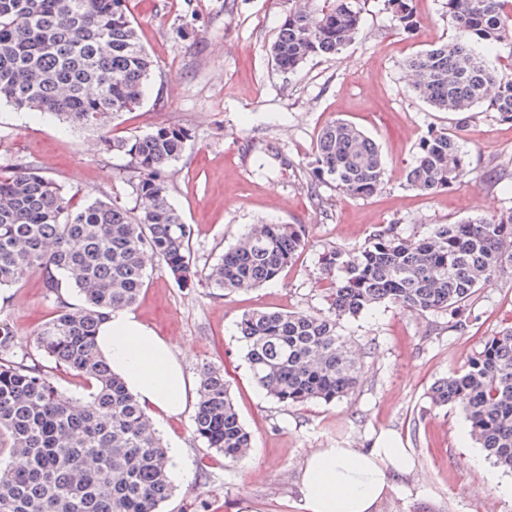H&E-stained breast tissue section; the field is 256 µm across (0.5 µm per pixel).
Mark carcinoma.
Masks as SVG:
<instances>
[{"label": "carcinoma", "instance_id": "obj_1", "mask_svg": "<svg viewBox=\"0 0 512 512\" xmlns=\"http://www.w3.org/2000/svg\"><path fill=\"white\" fill-rule=\"evenodd\" d=\"M285 14L270 47L275 69L290 74L308 59L334 55L357 35L354 0H305ZM415 0H385L403 32L420 26ZM456 37L407 61L413 93L458 121L483 106L512 121V77L478 50L512 40V0H445ZM155 63L141 44L126 0H0V102L103 133L108 152L128 158L134 206L68 195L36 162L0 168V288L29 273L44 277L57 314L36 334L42 355L88 384L87 401H64L44 369L15 354L14 330L0 320V446L24 464L0 468V512H157L172 493L167 449L139 402L95 349L99 325L133 306L145 286L144 255L181 287L197 271L189 242L194 228L170 203L167 173L190 130L160 125L131 137L107 128L143 103ZM470 174L456 136L432 130L418 144L408 185L435 194ZM311 192L322 186L369 197L383 184L384 162L355 124L335 119L308 163ZM305 245L300 224H258L205 274L207 287L244 292L278 277ZM512 263V208L461 224H437L422 238L390 225L358 248H332L321 274L331 280L326 314L253 311L241 322L256 384L285 406L351 393L358 368L341 320L394 303L421 313L447 312L454 326L476 292ZM83 301L68 309L62 289ZM437 406L461 408L475 441L512 471V329L489 338L458 371L431 391ZM193 433L237 462L251 448L224 372L199 378Z\"/></svg>", "mask_w": 512, "mask_h": 512}]
</instances>
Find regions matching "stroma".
<instances>
[{"label":"stroma","instance_id":"stroma-1","mask_svg":"<svg viewBox=\"0 0 512 512\" xmlns=\"http://www.w3.org/2000/svg\"><path fill=\"white\" fill-rule=\"evenodd\" d=\"M362 25L334 56L308 60L283 75L271 62L288 0H127L129 16L156 67L143 104L124 114L115 135L132 136L169 123L192 137L171 168L169 199L194 227L190 250L206 274L224 250L255 224H301L307 242L280 276L227 295L197 283L179 287L155 261L131 312L169 341L191 380L214 366L224 371L253 447L226 463L193 436L194 406L156 426L170 460L172 496L159 512H303L300 478L319 448L376 446L386 436L407 448L410 474L395 479L378 512H512L496 485L512 472L462 439L469 424L455 406L434 407L431 386L451 375L485 342L512 326V266L481 289L464 328L445 313L421 314L391 303L341 320L359 381L352 394L326 403L282 406L254 382L239 321L253 310L328 312V281L320 274L327 249L356 248L380 227L420 238L436 224H459L512 206V122L476 108L464 122L433 111L410 87L407 60L452 38L445 0H415L420 27L400 30L383 0H360ZM359 126L385 162L381 189L357 198L320 187L311 195L304 168L322 127L336 118ZM445 128L459 139L472 174L447 191L411 190L407 174L420 140ZM35 160L68 192L133 205L127 159L106 152L98 132L67 127L37 112L0 105V167ZM40 273L0 293V317L13 324L18 356L38 357L36 330L56 313ZM40 365L63 398L80 399L85 381L53 360Z\"/></svg>","mask_w":512,"mask_h":512}]
</instances>
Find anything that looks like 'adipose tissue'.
Masks as SVG:
<instances>
[{"instance_id":"adipose-tissue-1","label":"adipose tissue","mask_w":512,"mask_h":512,"mask_svg":"<svg viewBox=\"0 0 512 512\" xmlns=\"http://www.w3.org/2000/svg\"><path fill=\"white\" fill-rule=\"evenodd\" d=\"M96 344L140 403L168 416L185 409L190 381L171 344L135 316L112 314L101 323ZM413 468L407 450L386 438L367 452L320 448L305 460L301 504L305 512H376L393 475Z\"/></svg>"}]
</instances>
